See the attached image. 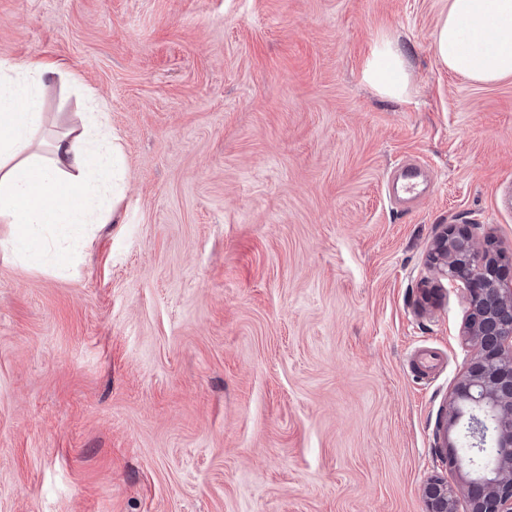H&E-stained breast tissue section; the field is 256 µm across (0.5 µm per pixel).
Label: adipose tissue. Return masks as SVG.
<instances>
[{
    "label": "adipose tissue",
    "instance_id": "obj_1",
    "mask_svg": "<svg viewBox=\"0 0 512 512\" xmlns=\"http://www.w3.org/2000/svg\"><path fill=\"white\" fill-rule=\"evenodd\" d=\"M433 48L439 62L471 81L488 84L512 76V0H448ZM60 72L53 63L0 61V224L9 227L0 249L23 260L45 252L40 228L105 223L123 200L112 185L119 147L97 101L77 113L56 139L51 157L34 149L43 120L41 93ZM364 78L382 97H406L408 62L401 45L377 39Z\"/></svg>",
    "mask_w": 512,
    "mask_h": 512
}]
</instances>
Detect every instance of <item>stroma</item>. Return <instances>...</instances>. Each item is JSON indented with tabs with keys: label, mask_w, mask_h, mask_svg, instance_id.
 <instances>
[{
	"label": "stroma",
	"mask_w": 512,
	"mask_h": 512,
	"mask_svg": "<svg viewBox=\"0 0 512 512\" xmlns=\"http://www.w3.org/2000/svg\"><path fill=\"white\" fill-rule=\"evenodd\" d=\"M448 0H0V60L63 63L42 154L99 99L119 223L0 253V512H426L476 350L430 245L512 252V77L441 64ZM397 39L408 96L362 77ZM431 188L395 199L404 162Z\"/></svg>",
	"instance_id": "obj_1"
}]
</instances>
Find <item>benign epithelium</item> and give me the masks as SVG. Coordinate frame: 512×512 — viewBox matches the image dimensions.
Instances as JSON below:
<instances>
[{
	"mask_svg": "<svg viewBox=\"0 0 512 512\" xmlns=\"http://www.w3.org/2000/svg\"><path fill=\"white\" fill-rule=\"evenodd\" d=\"M435 273L465 291V335L478 354L455 386L441 425L448 465L466 468L467 512H512V259L480 245L467 227H447L429 252ZM492 448L482 464L460 451ZM427 512H458L456 494L435 476L422 487Z\"/></svg>",
	"mask_w": 512,
	"mask_h": 512,
	"instance_id": "obj_1",
	"label": "benign epithelium"
}]
</instances>
